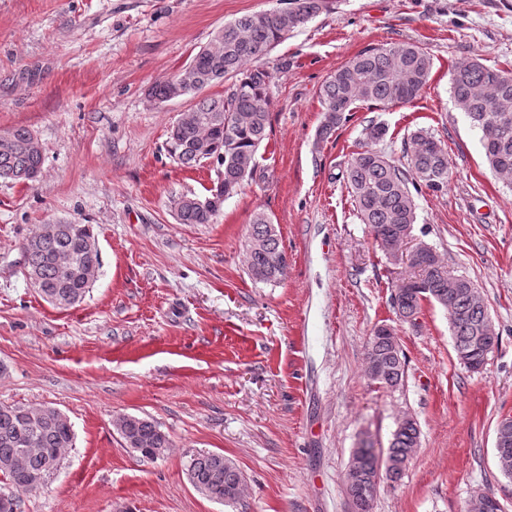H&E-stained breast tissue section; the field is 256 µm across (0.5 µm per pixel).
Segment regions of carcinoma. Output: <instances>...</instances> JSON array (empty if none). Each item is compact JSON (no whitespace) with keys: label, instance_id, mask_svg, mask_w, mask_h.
Instances as JSON below:
<instances>
[{"label":"carcinoma","instance_id":"1","mask_svg":"<svg viewBox=\"0 0 512 512\" xmlns=\"http://www.w3.org/2000/svg\"><path fill=\"white\" fill-rule=\"evenodd\" d=\"M282 7L246 14L224 23L208 46L201 49L171 79L153 86L150 100L163 104L194 96L203 89L234 79L223 98H205L184 112L171 127L166 142L170 157L185 167L214 159L223 167L222 188L201 200L180 195L172 209L180 224H211L224 200L244 182L264 177L257 153L267 138L271 72L261 60L278 43L329 7V0H280ZM432 69L430 55L408 42L371 46L338 68L321 88L323 121L319 136L330 137L360 104L390 107L413 102L427 86ZM455 106L482 132L489 167L512 180V72L492 69L475 56L455 65L451 77ZM0 143V179L29 183L41 170L43 149L32 143V131L16 127ZM406 166H398L384 153L365 148L353 154L346 170L347 189L361 223L370 226L378 245L396 240L417 220L414 193L425 187L440 192L448 186V151L432 136L417 131L404 143ZM24 267L33 271L40 296L68 307L81 303L92 281L85 270L101 266L92 226L62 224L49 238L31 237L23 250ZM247 270L259 282H275L287 267L286 253L270 218L253 214L246 256ZM417 275L402 284L392 297L396 314L416 319L422 302L433 300L448 311L454 350L471 371L480 372L498 346L482 292L466 277L448 287V265L435 249L410 264ZM366 373L390 387L402 383L405 360L397 338L376 328L365 355ZM29 408L0 405V475L17 491L33 490L49 464H59L73 446L74 433L62 416H28ZM126 444L147 460L169 448L167 435L154 422L132 416L120 430ZM420 431L412 418L395 429L385 455L386 477L402 473L419 445ZM190 482L213 500L234 505L243 478L234 463L219 453H197L187 466ZM346 495L351 512H371L381 481L380 454L363 439L354 449L346 473Z\"/></svg>","mask_w":512,"mask_h":512}]
</instances>
